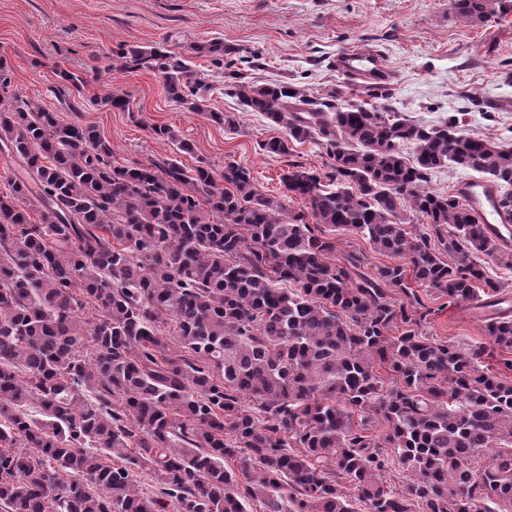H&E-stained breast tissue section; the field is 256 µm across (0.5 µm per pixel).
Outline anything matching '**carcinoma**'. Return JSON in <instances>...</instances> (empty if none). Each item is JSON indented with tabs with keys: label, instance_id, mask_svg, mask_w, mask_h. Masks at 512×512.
Here are the masks:
<instances>
[{
	"label": "carcinoma",
	"instance_id": "obj_1",
	"mask_svg": "<svg viewBox=\"0 0 512 512\" xmlns=\"http://www.w3.org/2000/svg\"><path fill=\"white\" fill-rule=\"evenodd\" d=\"M451 8L483 20L512 0ZM191 49L224 68V42ZM112 68L157 70L174 102L238 129L163 45L120 43ZM11 84L0 58V150L22 168L0 191L3 512H512V379L483 368L488 346L420 330L408 292L411 276L450 304H500L509 283L477 258L512 270V234L428 183L449 164L485 174L512 213V145L239 80L244 110L281 131L267 155L313 142L330 160L283 175L305 201L291 215L235 162L117 165L96 127ZM100 103L130 110L118 91ZM151 131L193 152L171 127ZM409 212L427 227L408 231ZM343 227L393 263L366 273L364 252L336 258ZM486 334L512 354L507 311ZM393 468L408 480L388 482Z\"/></svg>",
	"mask_w": 512,
	"mask_h": 512
}]
</instances>
